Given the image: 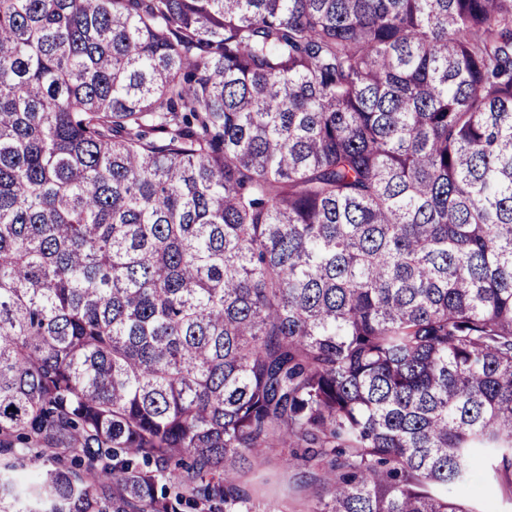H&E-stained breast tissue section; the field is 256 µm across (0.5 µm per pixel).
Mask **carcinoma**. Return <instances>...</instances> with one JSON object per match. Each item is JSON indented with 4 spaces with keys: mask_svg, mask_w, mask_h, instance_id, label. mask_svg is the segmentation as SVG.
<instances>
[{
    "mask_svg": "<svg viewBox=\"0 0 512 512\" xmlns=\"http://www.w3.org/2000/svg\"><path fill=\"white\" fill-rule=\"evenodd\" d=\"M269 448L512 487V0H0V512H255Z\"/></svg>",
    "mask_w": 512,
    "mask_h": 512,
    "instance_id": "1",
    "label": "carcinoma"
}]
</instances>
